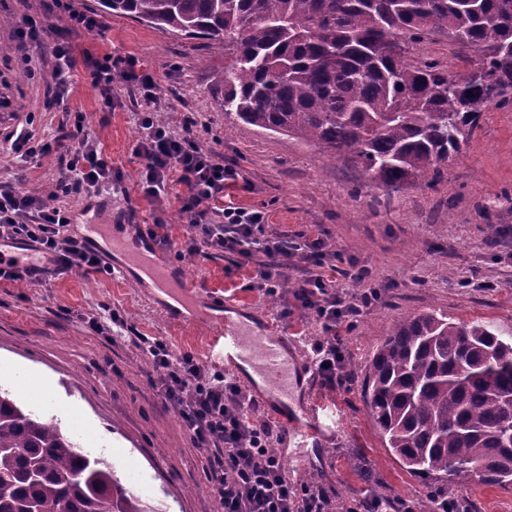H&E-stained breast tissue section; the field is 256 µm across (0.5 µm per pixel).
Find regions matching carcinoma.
Listing matches in <instances>:
<instances>
[{
  "label": "carcinoma",
  "mask_w": 512,
  "mask_h": 512,
  "mask_svg": "<svg viewBox=\"0 0 512 512\" xmlns=\"http://www.w3.org/2000/svg\"><path fill=\"white\" fill-rule=\"evenodd\" d=\"M98 11L224 50V112L336 157L373 183L441 176L483 113L512 105V0H97ZM443 36L463 76L410 62ZM364 398L415 476L512 485V342L427 313L377 348ZM0 512H149L58 426L0 388Z\"/></svg>",
  "instance_id": "obj_1"
}]
</instances>
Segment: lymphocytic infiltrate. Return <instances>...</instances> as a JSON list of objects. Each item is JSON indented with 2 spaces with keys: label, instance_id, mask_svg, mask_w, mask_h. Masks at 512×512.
<instances>
[{
  "label": "lymphocytic infiltrate",
  "instance_id": "obj_1",
  "mask_svg": "<svg viewBox=\"0 0 512 512\" xmlns=\"http://www.w3.org/2000/svg\"><path fill=\"white\" fill-rule=\"evenodd\" d=\"M91 74L104 93L114 82L137 90L146 103H153L160 89L158 78L128 67L113 71L110 61L93 60ZM144 131L136 147L143 161L142 190L158 198L175 185L184 186L181 213L190 243H202L249 258L265 257L253 276L254 285L269 290L285 278L282 257L305 251L312 268L298 286L296 298L302 310L312 312L327 331L353 318L372 305L373 291L349 293L336 288L333 253L324 251L322 239L291 241L265 231L264 211L225 200L226 189L240 178L236 169L224 166L202 151L190 132L173 134L143 116ZM112 182V164L98 144L82 141L72 154L57 186L58 192L82 189L97 192ZM222 213V223L208 221L210 213ZM70 218L40 196L0 186V242L34 243L39 263L18 270L14 264L0 267V279L25 274L35 281L71 270L107 274L93 245L85 239L62 235ZM138 347L147 356L153 374L149 384L177 414L195 448L207 454L206 475L217 490L222 512H332V501L317 484L295 485L280 456L270 450L275 426L251 416L253 395L223 374L210 371L194 358L176 355L161 340L139 337Z\"/></svg>",
  "mask_w": 512,
  "mask_h": 512
}]
</instances>
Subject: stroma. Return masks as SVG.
Listing matches in <instances>:
<instances>
[{
  "label": "stroma",
  "instance_id": "1",
  "mask_svg": "<svg viewBox=\"0 0 512 512\" xmlns=\"http://www.w3.org/2000/svg\"><path fill=\"white\" fill-rule=\"evenodd\" d=\"M0 17L8 21L0 28V99L8 100L14 114L0 124V142L25 125L36 139H63L73 148L88 138L117 172L111 187L98 193L54 197L72 219L67 233L82 235L90 221L111 218L207 297L243 304V316L262 336L288 351L294 368L289 411L334 412L336 423L325 429L321 443L280 445L291 479L322 484L335 512L359 510L372 498L385 500L386 512H433L437 495L470 498L476 512H512V486L474 480L462 487L407 472L385 448L363 398L373 353L407 317L479 320L512 341V107L483 113L467 147L435 182L387 188L373 185L348 159L329 158L314 146L225 115L224 86L216 80L224 54L209 40L166 35L127 17L98 16V28L68 36L73 68L62 102L54 105L51 51L32 53L17 31L26 25L59 29L66 11L55 0H0ZM104 56L115 69L133 62L157 74L155 124L178 133L186 118H195L198 146L241 174L234 202L266 212L269 233L324 240L338 269L367 268L368 285L379 294L376 303L331 336L313 314L298 308L293 292L254 287L253 268L239 255L205 246L185 251L177 190L153 199L141 189L138 94L116 83L107 100L92 80L89 62ZM67 162L57 152L20 162L0 149V182L23 191L52 190ZM158 218L171 227L173 246L163 251L146 234ZM160 301L133 277L73 270L42 284L25 277L0 280V386L12 388L11 374L18 370L47 376L53 399L38 405L27 399L24 407L55 420L62 433H74L83 450L104 456L151 512H217L206 458L151 389L147 358L132 338L117 339L111 329L97 332L89 324L111 311L134 336L156 337L173 353L201 360L219 316L188 321L166 314ZM331 337L347 364L345 380L336 384L324 381L312 363L313 346ZM71 410L82 414V428H71Z\"/></svg>",
  "mask_w": 512,
  "mask_h": 512
}]
</instances>
